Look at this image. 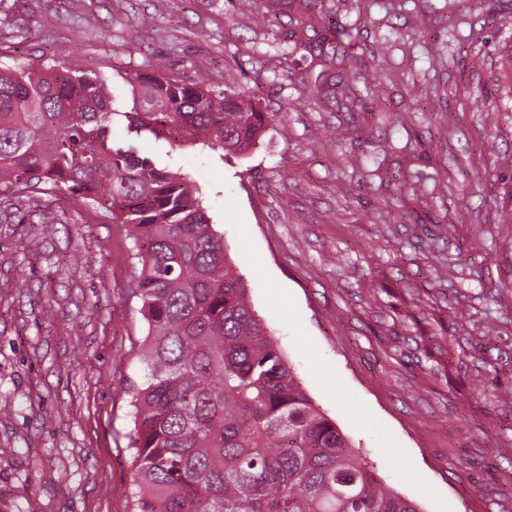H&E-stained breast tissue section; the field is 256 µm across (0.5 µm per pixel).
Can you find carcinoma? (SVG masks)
Here are the masks:
<instances>
[{
    "label": "carcinoma",
    "mask_w": 512,
    "mask_h": 512,
    "mask_svg": "<svg viewBox=\"0 0 512 512\" xmlns=\"http://www.w3.org/2000/svg\"><path fill=\"white\" fill-rule=\"evenodd\" d=\"M271 15L294 0H242ZM112 78L73 61L0 68V199L44 186L126 224L140 265L148 372L132 388V512H421L387 487L314 404L229 264L196 183L112 141L246 155L273 115L211 76Z\"/></svg>",
    "instance_id": "carcinoma-1"
}]
</instances>
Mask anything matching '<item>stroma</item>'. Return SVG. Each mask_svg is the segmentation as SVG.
Listing matches in <instances>:
<instances>
[{"instance_id":"1","label":"stroma","mask_w":512,"mask_h":512,"mask_svg":"<svg viewBox=\"0 0 512 512\" xmlns=\"http://www.w3.org/2000/svg\"><path fill=\"white\" fill-rule=\"evenodd\" d=\"M0 14V64L70 55L111 76L114 143L138 69L217 76L274 113L244 157L139 149L197 182L253 309L384 484L422 512H512V0H324L318 31H360L338 69L350 112L303 91L316 37L234 0ZM138 272L128 226L96 205L0 201V512H131Z\"/></svg>"}]
</instances>
